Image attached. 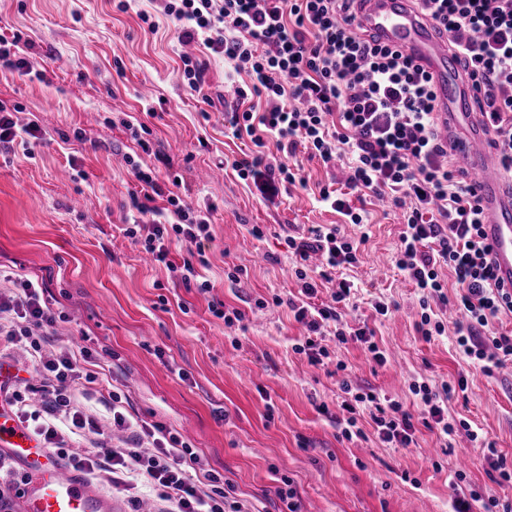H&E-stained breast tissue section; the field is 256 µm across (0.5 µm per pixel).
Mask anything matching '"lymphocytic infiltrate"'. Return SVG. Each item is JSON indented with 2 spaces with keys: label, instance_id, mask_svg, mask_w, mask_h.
Returning <instances> with one entry per match:
<instances>
[{
  "label": "lymphocytic infiltrate",
  "instance_id": "1",
  "mask_svg": "<svg viewBox=\"0 0 512 512\" xmlns=\"http://www.w3.org/2000/svg\"><path fill=\"white\" fill-rule=\"evenodd\" d=\"M415 9L448 37L474 104L491 126L489 145L504 172L512 174V0H413ZM161 12L181 38L202 42L230 66L227 80L245 77L236 100L224 112L234 136L250 138L252 150L232 162L240 179L252 182L271 201L300 181L288 158L309 151L323 164L341 163L345 192L321 188L323 205L363 224L352 196L386 199L400 209L403 230L396 265L420 295L417 328L424 339L444 335L435 305L447 304L442 268L453 270L459 292L454 323L459 355L490 376L512 362V331L492 329L501 313L512 312V290L496 285L490 250L481 236V205L458 165L435 113L428 74L413 59L376 40L357 17L358 0H159ZM277 152L263 154L265 137ZM130 171L143 192V203L124 230L126 237L167 262L171 245L185 247L179 279L198 293L210 291L202 280L205 247L213 240L208 213L179 195V177L159 167ZM296 259L298 295L287 304L307 334L296 353L311 364L328 357L319 339L333 330L337 343L348 338L366 344L376 363L385 354L373 342L372 329L346 333L341 311L351 299V281L333 280L332 269L356 265L360 243L338 225L318 224L287 238ZM332 284V304H316L320 288ZM39 281L20 279L11 296H0V342L26 349L34 364L32 392L41 396L30 408L17 391L8 395L20 422L35 421L34 432L79 471L105 473L121 486L125 472H141L168 512H225L224 479L206 473L205 487L187 479L185 467L197 462L190 443L160 423L134 426L120 410L112 422L124 431L123 445L102 442L84 449L67 447L65 430L98 433L95 415L79 399L98 376L86 350L46 352L45 344L63 313L40 302ZM465 380L433 389L427 382L411 391L424 406L428 429L451 436L448 399ZM371 419L382 442L409 447L415 442L413 415L396 401Z\"/></svg>",
  "mask_w": 512,
  "mask_h": 512
}]
</instances>
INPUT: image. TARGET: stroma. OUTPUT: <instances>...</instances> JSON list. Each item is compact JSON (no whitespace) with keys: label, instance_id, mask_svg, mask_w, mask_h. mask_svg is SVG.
<instances>
[{"label":"stroma","instance_id":"1","mask_svg":"<svg viewBox=\"0 0 512 512\" xmlns=\"http://www.w3.org/2000/svg\"><path fill=\"white\" fill-rule=\"evenodd\" d=\"M117 3L0 0V35L20 34L35 63L30 75L0 67V102L15 108L18 125L37 121L43 134L28 149L0 147V268L42 280L45 300L66 314L49 347L89 352L99 380L82 403L100 415L102 432H112L102 399L119 393L131 421L184 435L200 460L188 477L222 475L240 512H282L276 491L287 486L298 512H453L455 496L473 489L483 501H512V485L492 480L466 430L443 440L421 424L411 384L422 378L438 388L465 374L449 418L467 420L512 463V365L486 376L456 353L453 329L429 340L418 333L419 294L395 264L397 217L372 205L366 228L344 223L319 201L331 170L303 150L295 160L307 187L262 201L226 165L250 141L224 128L223 104L234 95L223 58L181 41L156 0H132L125 11ZM144 12L155 29L141 22ZM186 54L205 65L202 92L182 83ZM133 124L147 128L149 151L133 140ZM159 154L181 178L183 198L211 211L201 273L212 290L204 296L121 232L139 191L126 160L146 167ZM251 224L264 227L263 238L248 234ZM314 224H339L362 239L359 263L342 272L358 288L343 323L374 329L385 365L368 360L360 343L330 336L324 364L294 352L301 327L271 298L296 292L285 240ZM231 265L243 271L239 284L224 277ZM379 298L398 309L376 316ZM213 302L242 320L225 324ZM344 380L413 413L415 445L382 443L366 414L359 437L346 439ZM460 470L465 479L451 487Z\"/></svg>","mask_w":512,"mask_h":512}]
</instances>
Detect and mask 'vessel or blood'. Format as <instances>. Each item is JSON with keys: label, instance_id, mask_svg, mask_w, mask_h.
Listing matches in <instances>:
<instances>
[{"label": "vessel or blood", "instance_id": "vessel-or-blood-1", "mask_svg": "<svg viewBox=\"0 0 512 512\" xmlns=\"http://www.w3.org/2000/svg\"><path fill=\"white\" fill-rule=\"evenodd\" d=\"M363 27L379 41L412 57L430 75L443 129H457L455 152L482 206L481 232L491 249L496 280L512 288V177L504 175L485 150L486 128L456 79L448 39L422 17L411 0H364ZM0 454L21 466L30 479L22 488L19 512H114L99 492L67 460L44 448L0 398Z\"/></svg>", "mask_w": 512, "mask_h": 512}]
</instances>
